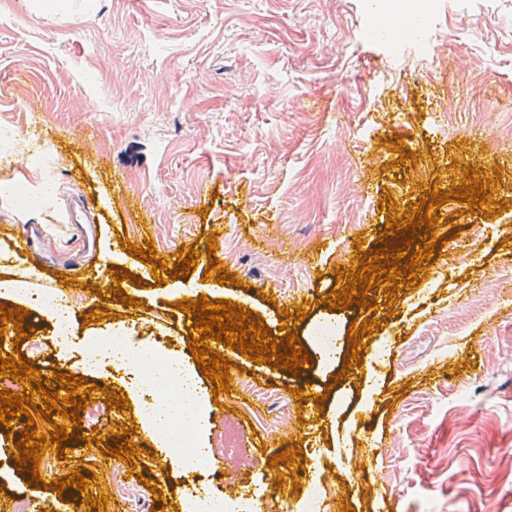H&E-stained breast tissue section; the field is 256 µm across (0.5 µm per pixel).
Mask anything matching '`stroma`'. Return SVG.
<instances>
[{
    "label": "stroma",
    "instance_id": "1",
    "mask_svg": "<svg viewBox=\"0 0 512 512\" xmlns=\"http://www.w3.org/2000/svg\"><path fill=\"white\" fill-rule=\"evenodd\" d=\"M370 20L365 0H0V118L16 146L0 157V183L29 192H0V279L27 277L26 295L5 304L27 310L31 332L0 342L44 381L62 372L97 386L80 439L44 451L43 487L14 452L27 426L51 425L0 426V497L25 500L26 512H87L72 506L75 488L51 489L77 469L88 495L105 498L99 512H114L118 468L158 487L149 512H180L198 495L301 512L316 479L333 493L327 512H512V0H448L412 47L370 36ZM469 168L494 180V215L442 203L443 247L424 276L372 283L366 308L327 304L353 251L379 249L389 218ZM78 198L89 248L67 220ZM27 224L42 238L21 258L10 241ZM211 240L236 284L212 290L197 266L189 281L260 317L269 336L290 324L309 361L292 373L224 350L244 389L217 395L199 375L215 454L173 479L139 429L134 376L109 364L87 372L83 353L121 333L192 361L193 320L173 284L138 285L133 250ZM108 250L128 275L120 301L91 289ZM57 290L70 301L64 340L34 303ZM300 307L305 319L286 320ZM367 320L363 365L347 370L349 327ZM324 323L337 336L327 364L314 340ZM460 349L469 358L453 361ZM440 359L447 376L421 382V366ZM301 377L328 399L302 405ZM111 390L127 408L108 405ZM122 427L141 446L129 461L101 453ZM293 445L316 468L284 502L271 460Z\"/></svg>",
    "mask_w": 512,
    "mask_h": 512
}]
</instances>
